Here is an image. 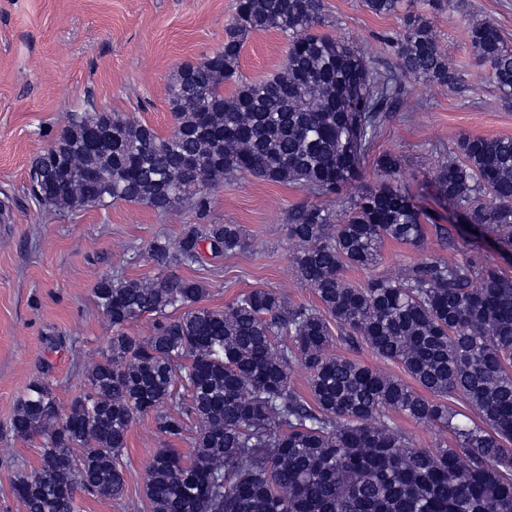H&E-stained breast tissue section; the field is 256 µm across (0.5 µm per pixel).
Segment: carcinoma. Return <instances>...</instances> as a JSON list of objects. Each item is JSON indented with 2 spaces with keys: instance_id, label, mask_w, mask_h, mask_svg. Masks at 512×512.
<instances>
[{
  "instance_id": "obj_1",
  "label": "carcinoma",
  "mask_w": 512,
  "mask_h": 512,
  "mask_svg": "<svg viewBox=\"0 0 512 512\" xmlns=\"http://www.w3.org/2000/svg\"><path fill=\"white\" fill-rule=\"evenodd\" d=\"M363 3L377 16L402 6ZM453 5L424 0V12L406 15L392 40L395 63L379 68L318 32L323 0H237L224 44L177 70L169 134L94 109L70 114L29 170L41 204L187 207L195 223L173 244L149 245L156 278L100 280L97 305L112 336L69 410L48 368L18 400L13 434L43 437L37 466L12 480L24 512H78L81 493L122 498L128 432L151 414L163 436L192 435V450L153 457L150 512H512V278L426 246L430 215L392 184L400 155L377 156L380 182L350 197L342 217L312 202L288 211L293 270L318 305L252 288L213 309L202 304V281L168 273L250 248L241 225L212 218L210 188L224 176L334 195L360 177L406 82L460 88L432 21ZM270 30L288 40L279 72L243 80L244 36ZM468 38L512 101V45L490 21L472 23ZM459 150L434 173L435 194L462 224L512 246V137H466ZM387 240L423 256L399 278L349 281L346 270L377 266ZM143 317L151 334L130 335ZM339 340L400 364L415 385L333 353ZM298 369L309 375L305 394L293 385ZM458 400L478 421H456ZM395 413L451 434L455 445L416 447Z\"/></svg>"
}]
</instances>
